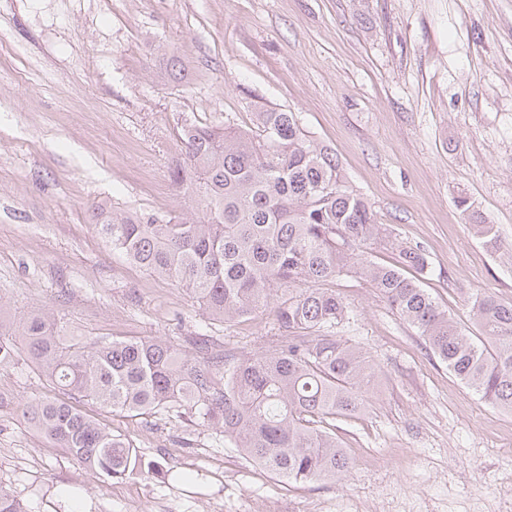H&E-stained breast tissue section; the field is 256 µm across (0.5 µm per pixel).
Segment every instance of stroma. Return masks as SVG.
<instances>
[{"label": "stroma", "mask_w": 512, "mask_h": 512, "mask_svg": "<svg viewBox=\"0 0 512 512\" xmlns=\"http://www.w3.org/2000/svg\"><path fill=\"white\" fill-rule=\"evenodd\" d=\"M184 71L164 78L170 56ZM295 113L336 154L393 237L424 248L421 286L465 330L471 293L512 301V0H0V297L53 309L67 336H212L253 356L274 307L206 319L171 282L113 254L100 205L192 217L169 168L189 121ZM494 225L484 244L458 205ZM340 336L380 373L338 431V481L284 485L197 421L83 411L165 479H105L29 429L55 396L30 364L0 368V485L27 512H496L512 492V414L478 400L370 284L332 282Z\"/></svg>", "instance_id": "stroma-1"}]
</instances>
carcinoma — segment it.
I'll return each mask as SVG.
<instances>
[{
  "label": "carcinoma",
  "instance_id": "1",
  "mask_svg": "<svg viewBox=\"0 0 512 512\" xmlns=\"http://www.w3.org/2000/svg\"><path fill=\"white\" fill-rule=\"evenodd\" d=\"M254 117V130L182 127L169 176L194 201L193 217L113 207L93 221L112 251L183 289L209 320L248 316L287 293L279 342L242 358L211 351L205 335L188 349L157 336L69 340L52 312L7 325L0 303V366L28 361L66 396L26 404V424L107 479L173 467L144 460L80 401L129 417L188 414L281 482L341 479L352 461L336 421L365 411L379 380L366 353L337 335L349 309L324 283L349 276L367 280L479 400L512 412V302L476 294V332H464L403 274L426 273L422 248L394 244L395 265L369 258L387 228L336 154L314 145L292 112L258 105ZM474 228L501 248L494 225ZM0 512H26L20 495L0 487Z\"/></svg>",
  "mask_w": 512,
  "mask_h": 512
}]
</instances>
